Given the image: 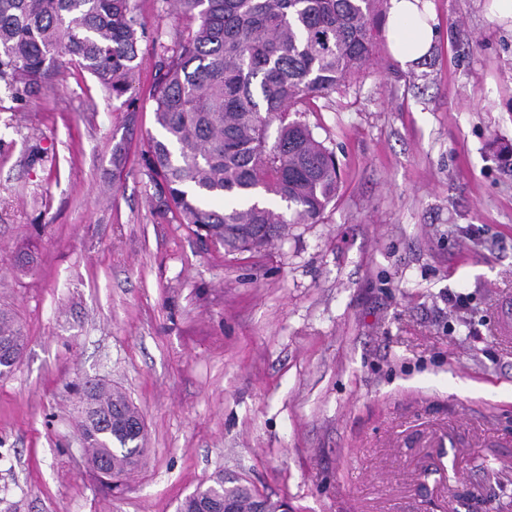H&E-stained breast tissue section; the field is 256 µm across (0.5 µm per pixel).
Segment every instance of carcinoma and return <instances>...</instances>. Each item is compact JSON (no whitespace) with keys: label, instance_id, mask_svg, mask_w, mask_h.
<instances>
[{"label":"carcinoma","instance_id":"1","mask_svg":"<svg viewBox=\"0 0 512 512\" xmlns=\"http://www.w3.org/2000/svg\"><path fill=\"white\" fill-rule=\"evenodd\" d=\"M387 0H176L197 25L155 65L152 101L160 137L143 155L160 186L163 213L228 251L260 249L289 224L317 222L336 197L332 154L299 120L306 100L336 89L374 60L372 30ZM143 23L137 0H0V82L18 100L36 93L63 61L112 97L137 81ZM278 123L274 141L269 129ZM286 203L288 215L261 203ZM25 345L0 312V376ZM78 414L90 468L108 478L142 466V415L102 381L83 384ZM238 503L239 512L280 504L218 474L185 497L178 512Z\"/></svg>","mask_w":512,"mask_h":512}]
</instances>
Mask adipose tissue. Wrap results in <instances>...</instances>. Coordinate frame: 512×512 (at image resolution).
<instances>
[{"label":"adipose tissue","instance_id":"obj_1","mask_svg":"<svg viewBox=\"0 0 512 512\" xmlns=\"http://www.w3.org/2000/svg\"><path fill=\"white\" fill-rule=\"evenodd\" d=\"M386 18L391 51L400 64L428 54L437 35L430 0H388Z\"/></svg>","mask_w":512,"mask_h":512}]
</instances>
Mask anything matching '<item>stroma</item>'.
<instances>
[{
    "label": "stroma",
    "mask_w": 512,
    "mask_h": 512,
    "mask_svg": "<svg viewBox=\"0 0 512 512\" xmlns=\"http://www.w3.org/2000/svg\"><path fill=\"white\" fill-rule=\"evenodd\" d=\"M432 3L425 60L401 67L378 19L372 65L300 113L336 198L258 252L176 223L142 167L155 63L188 32L170 0H138L139 112L71 64L0 94V311L26 337L0 512H177L219 472L290 512H512V20ZM88 379L147 426L117 494L83 452Z\"/></svg>",
    "instance_id": "stroma-1"
}]
</instances>
